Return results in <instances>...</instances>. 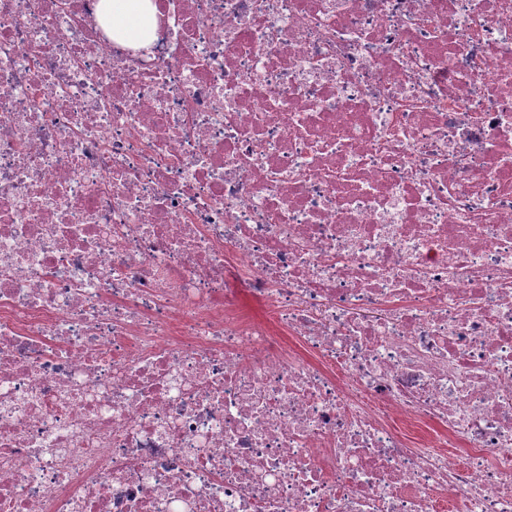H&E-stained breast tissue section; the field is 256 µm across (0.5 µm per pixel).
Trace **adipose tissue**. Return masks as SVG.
<instances>
[{
    "mask_svg": "<svg viewBox=\"0 0 512 512\" xmlns=\"http://www.w3.org/2000/svg\"><path fill=\"white\" fill-rule=\"evenodd\" d=\"M100 16L110 36L120 43L142 47L153 36L151 0H101Z\"/></svg>",
    "mask_w": 512,
    "mask_h": 512,
    "instance_id": "adipose-tissue-1",
    "label": "adipose tissue"
}]
</instances>
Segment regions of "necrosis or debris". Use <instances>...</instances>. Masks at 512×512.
Segmentation results:
<instances>
[{"mask_svg":"<svg viewBox=\"0 0 512 512\" xmlns=\"http://www.w3.org/2000/svg\"><path fill=\"white\" fill-rule=\"evenodd\" d=\"M58 2L0 0V512H512V11ZM100 16L113 40L142 47L152 39L155 17L151 0H101ZM232 287L240 305L250 317L259 321H265L269 318L267 307L252 293L251 287L246 281H233Z\"/></svg>","mask_w":512,"mask_h":512,"instance_id":"4bbe7bcc","label":"necrosis or debris"}]
</instances>
